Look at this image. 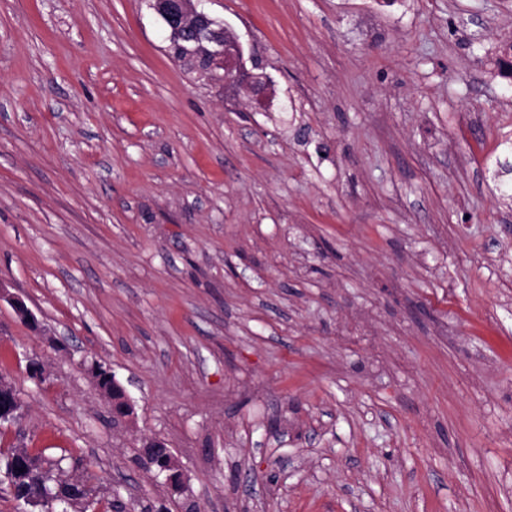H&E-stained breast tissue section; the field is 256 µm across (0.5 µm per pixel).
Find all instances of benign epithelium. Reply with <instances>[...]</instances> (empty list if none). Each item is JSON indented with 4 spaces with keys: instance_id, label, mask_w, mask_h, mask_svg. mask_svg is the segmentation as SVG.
<instances>
[{
    "instance_id": "7a95c632",
    "label": "benign epithelium",
    "mask_w": 512,
    "mask_h": 512,
    "mask_svg": "<svg viewBox=\"0 0 512 512\" xmlns=\"http://www.w3.org/2000/svg\"><path fill=\"white\" fill-rule=\"evenodd\" d=\"M198 0H151V8L161 18L170 35L177 40L202 43L207 46L209 69H221V80L228 84L239 83L252 92H257L256 80L259 76L245 71L240 63L241 45H236L237 51L230 54L226 51V42L232 39L226 26L210 18L197 9ZM4 386L0 385V416L11 418L23 414V404L1 395ZM165 457L167 464L158 470L166 474V481L177 491L184 485L182 475L176 470L172 450L156 439L144 443L142 455L145 461L152 460L155 455Z\"/></svg>"
}]
</instances>
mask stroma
Instances as JSON below:
<instances>
[{"instance_id": "1", "label": "stroma", "mask_w": 512, "mask_h": 512, "mask_svg": "<svg viewBox=\"0 0 512 512\" xmlns=\"http://www.w3.org/2000/svg\"><path fill=\"white\" fill-rule=\"evenodd\" d=\"M198 8L261 97L148 0H0V448L129 512H512V0ZM153 444H158V446L162 448H148ZM157 454L163 455L167 461L166 466L157 470L158 475L166 473V481L176 491H180L183 488L185 481L183 480V477L179 473V471L176 470L175 460L171 448H168V446L164 442H161L160 440L156 439H150L144 443L142 448V455L145 457V461L149 465H151L149 461L152 460Z\"/></svg>"}]
</instances>
